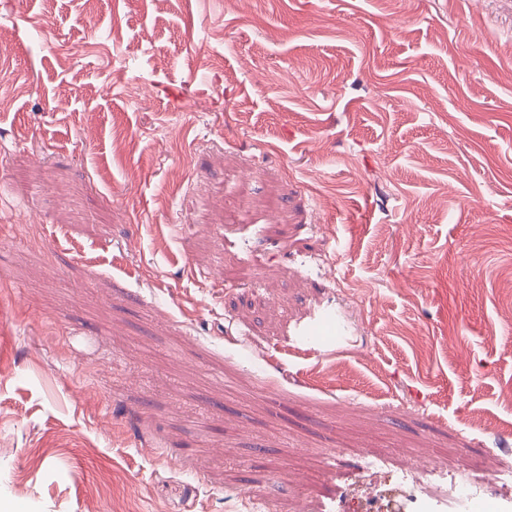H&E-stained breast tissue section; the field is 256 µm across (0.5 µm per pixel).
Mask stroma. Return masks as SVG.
I'll return each instance as SVG.
<instances>
[{"label": "stroma", "mask_w": 512, "mask_h": 512, "mask_svg": "<svg viewBox=\"0 0 512 512\" xmlns=\"http://www.w3.org/2000/svg\"><path fill=\"white\" fill-rule=\"evenodd\" d=\"M511 290L512 0H0V512H465ZM374 469L376 472L369 474L367 477L364 476L361 480L362 484L367 485L371 490L366 495L371 500L372 509L366 512H408V502L415 497L417 488L415 482L408 479L411 467L404 461V464L401 465L402 476L394 481L392 477L386 480L385 476L383 479L374 480L377 475L372 477L373 474L383 473L378 472L382 471L380 466L374 464ZM471 475L468 468H462L450 475L449 490L455 500L464 503L477 496L478 486Z\"/></svg>", "instance_id": "stroma-1"}]
</instances>
